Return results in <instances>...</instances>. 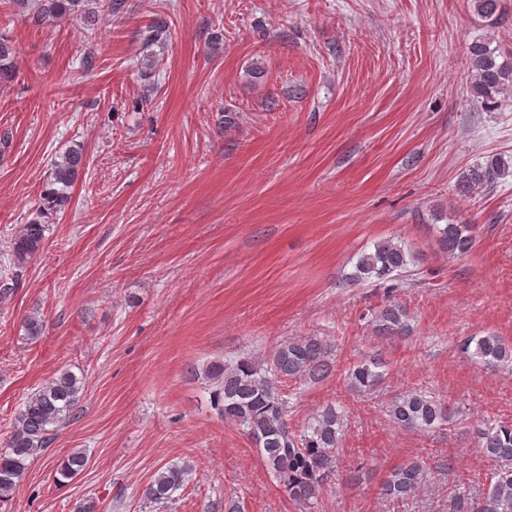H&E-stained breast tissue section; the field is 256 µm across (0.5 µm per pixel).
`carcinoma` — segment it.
Here are the masks:
<instances>
[{
  "instance_id": "carcinoma-1",
  "label": "carcinoma",
  "mask_w": 512,
  "mask_h": 512,
  "mask_svg": "<svg viewBox=\"0 0 512 512\" xmlns=\"http://www.w3.org/2000/svg\"><path fill=\"white\" fill-rule=\"evenodd\" d=\"M475 15L491 25L503 19L505 0H469ZM19 9L32 8L35 24L96 12L85 9V0H12ZM171 31L166 19H153L139 33L144 52L142 73L150 75L158 64L153 47L168 41ZM498 48L488 41L469 46L471 66L468 97L486 109L498 107L499 96L512 94V63L498 61ZM13 45L0 39V75L13 69ZM246 84L260 88L266 83L265 69L249 66L243 74ZM86 159L82 151L70 149L55 162L44 205L58 210L66 205L69 190L79 180ZM508 160L499 154L486 157L459 177L457 190L463 196L491 191L497 187ZM47 225L34 218L23 225L11 244L14 263L22 265L37 255L46 239ZM437 246L442 253L458 258L467 254L474 238L466 224L435 225ZM415 254L399 240L384 239L373 249L358 254L354 271L347 280L380 286L394 293L415 287L405 279ZM370 321L375 333L388 339L403 338L413 332V317L407 307L394 300L372 309ZM462 349L476 362L489 367L512 366V343L495 334L471 336ZM334 368L333 346L321 336H300L281 345L264 360L243 358L214 361L206 369L212 381V399L224 419L242 427L258 450L265 468L281 486L288 499L303 512H312L336 478L337 453L347 427L346 411L328 404L312 415L304 426L294 429L288 422V394L285 382H321ZM387 362L370 355L348 369V384L360 396L370 395L383 383ZM83 379L62 370L46 380L21 404L11 423L5 450L0 451V501L9 498L29 465L44 454L54 432L66 425L80 401ZM389 422L401 429L434 432L445 430L461 416L448 403L421 390L407 391L388 405ZM476 447L493 464L486 487L477 494L451 491L452 512H512V422L488 420L474 428ZM88 458L80 450L71 452L57 466L63 483L80 475ZM430 466L413 457L392 467L380 484V495L398 503L411 497L426 480ZM191 475L187 464H172L155 475L142 496L155 505L173 500Z\"/></svg>"
}]
</instances>
